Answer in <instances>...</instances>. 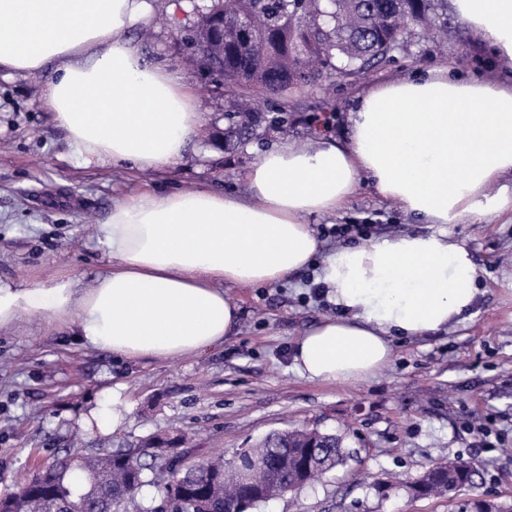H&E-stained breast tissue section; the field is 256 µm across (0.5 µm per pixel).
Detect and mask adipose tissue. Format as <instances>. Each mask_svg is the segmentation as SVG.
I'll return each instance as SVG.
<instances>
[{"label":"adipose tissue","instance_id":"ef3b65f1","mask_svg":"<svg viewBox=\"0 0 512 512\" xmlns=\"http://www.w3.org/2000/svg\"><path fill=\"white\" fill-rule=\"evenodd\" d=\"M451 2L512 71V0ZM152 12L151 0H0V69H52L42 105L84 162L165 169L203 119L183 78L149 65L129 35ZM510 173L512 83L445 67L381 83L351 112L348 144L285 142L259 156L248 199L198 189L117 200L99 227L111 268L88 288L64 272L30 286L0 280V327L43 317L131 360L210 351L238 322L225 285H274L306 267L320 246L307 216L336 214L366 180L432 230L336 248L319 279L338 314L292 351L302 377L361 382L390 364L393 337L471 312L477 267L448 227L512 213V196L491 190Z\"/></svg>","mask_w":512,"mask_h":512}]
</instances>
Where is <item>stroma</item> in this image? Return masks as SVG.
I'll return each mask as SVG.
<instances>
[{
    "label": "stroma",
    "instance_id": "35a3bbf8",
    "mask_svg": "<svg viewBox=\"0 0 512 512\" xmlns=\"http://www.w3.org/2000/svg\"><path fill=\"white\" fill-rule=\"evenodd\" d=\"M152 0L148 23L130 31L146 59L181 72L204 120L182 160L159 171L84 164L42 101L51 70L0 77V279L26 285L67 272L90 287L109 258L97 229L121 196L150 188H207L244 198L246 174L266 150L287 140L300 147L323 136L349 137V112L369 87L418 71L452 65L495 81L490 50L448 17L436 38L408 36L368 76L321 74L265 99L259 109L282 112L286 128L263 125L228 150V96L185 71L176 35L209 0ZM321 247L299 275L278 286L225 285L240 308L239 325L223 345L172 361L118 360L85 349L66 329L39 318L0 328V496L28 481L54 455L115 451L155 434L190 437L185 464L216 451L233 458L267 434L314 429L341 435L351 452L342 466L313 484L260 504L255 512H457L463 501L487 500L512 512V217H472L448 227L479 268L471 316L448 330L395 340L391 363L355 384L312 381L293 368L295 342L336 308L316 273L336 246L365 243L420 226L401 206L362 185L342 210L309 216ZM336 224L345 236L326 235ZM122 385L128 410L116 429L88 427L95 408L110 405ZM448 460L474 464V484L432 498L391 488Z\"/></svg>",
    "mask_w": 512,
    "mask_h": 512
}]
</instances>
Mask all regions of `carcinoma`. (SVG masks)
I'll return each instance as SVG.
<instances>
[{"label": "carcinoma", "instance_id": "1", "mask_svg": "<svg viewBox=\"0 0 512 512\" xmlns=\"http://www.w3.org/2000/svg\"><path fill=\"white\" fill-rule=\"evenodd\" d=\"M448 0H306L304 16L293 17L284 0H224V29L233 34L240 19L249 20L257 37L225 42L224 77L229 92L242 99L240 111L225 118L240 129H250L259 113L255 105L276 88L300 86L312 78L320 64L340 76H356L388 60L391 44L403 39L410 28L431 34L446 31ZM288 456V473L281 474V493L302 488L296 480L303 455L288 447L287 435L271 433L238 460L215 458L180 469L185 492L184 512H224V503L236 500L242 490H259L273 464ZM348 452L341 438L330 435L328 447L313 458L306 482L322 477L344 461ZM121 451L71 454L52 462L54 481L36 478L19 495V512H54L66 500L79 504L81 512H110L119 503L134 505L129 493V474ZM475 467L450 461L437 476L419 479L424 495H443L452 485L473 482Z\"/></svg>", "mask_w": 512, "mask_h": 512}]
</instances>
